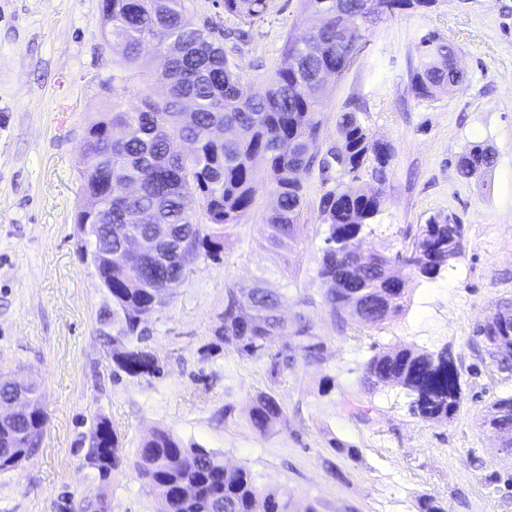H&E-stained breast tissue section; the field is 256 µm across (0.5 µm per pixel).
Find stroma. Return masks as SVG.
<instances>
[{
	"label": "stroma",
	"instance_id": "35a3bbf8",
	"mask_svg": "<svg viewBox=\"0 0 512 512\" xmlns=\"http://www.w3.org/2000/svg\"><path fill=\"white\" fill-rule=\"evenodd\" d=\"M100 3L0 0V377L36 382L47 417L40 447L0 475V512H156L133 464L139 442L157 430L285 487L298 512H420L427 496L444 512H512V452L482 426L491 403L512 395V375L480 356L476 334L512 299V0H435L427 12L384 17L317 108L319 154L336 144L337 116L353 110L394 149L365 252L395 254L442 213L465 227L463 256L436 279L409 280L386 324L338 321L317 276L328 235L319 202L343 174L317 167L305 177L295 236L276 243L263 221L273 197L262 185L249 215L226 229L221 261L194 264L148 319L144 346L162 367L155 377L113 363L104 293L74 222L79 147L112 100L110 76L124 70L133 86L162 68L149 49L145 65H123L101 35ZM268 4L246 39L224 43L255 93L280 66L286 39L308 30L305 0ZM428 31L455 43L464 81L419 99L409 75ZM474 142L491 146L496 162L467 179L455 159ZM254 288L281 294L288 324L306 322L321 342L317 357L288 335V362L253 361L215 336L227 290ZM391 347L453 353L464 395L453 419L420 420L402 387L368 388L366 361ZM262 394L283 410L270 435L249 424ZM360 405L366 417L353 415ZM100 417L124 444L106 481L83 465Z\"/></svg>",
	"mask_w": 512,
	"mask_h": 512
}]
</instances>
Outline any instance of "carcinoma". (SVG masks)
<instances>
[{"instance_id": "obj_1", "label": "carcinoma", "mask_w": 512, "mask_h": 512, "mask_svg": "<svg viewBox=\"0 0 512 512\" xmlns=\"http://www.w3.org/2000/svg\"><path fill=\"white\" fill-rule=\"evenodd\" d=\"M435 0H344V15L336 13L337 0H307L318 36L303 56L288 40L281 66L270 76L264 95L248 88L247 78L229 62L224 46L207 25L187 14L183 0H101L103 37L123 63L139 62L145 44L158 33L170 40L174 53L161 80L166 92L155 98L146 87L137 104L120 99L93 121L80 145L79 182L83 198H94L98 210L78 208L76 223L88 224L83 234L92 246V263L107 304L102 317L112 321V360L132 377L147 373L150 361L139 346L146 318L167 306L155 301L170 285L185 282L187 259L218 261L224 252V229L241 223L252 210L260 181H266L276 201L263 220L274 241L293 236L304 206L303 179L316 159L320 124L316 106L327 86L315 79L324 67L344 74L352 55L350 20L360 32L367 25L398 10L421 11ZM224 13L246 22L262 18L267 0H222ZM457 47L434 31L418 43V63L410 73L411 93L422 99L458 90L463 76L453 54ZM122 127L127 134L109 140L105 131ZM337 134L352 168L348 174L370 167L376 180L384 179L393 150L380 153L373 137L354 111L342 112ZM493 150L474 143L457 157L464 178L490 169ZM381 188L340 186L320 200V214L329 235L317 275L327 285L324 302L335 318L343 316L379 326L399 309L407 277L395 267L427 280L464 254V225L438 214L420 225L411 242L393 256L374 254L364 259V270L351 268V254L363 251L364 226L379 212ZM138 220L133 226L150 235L160 224L170 230L169 240L155 257L127 255L110 227ZM280 295L268 288L253 290L251 305L227 290L224 314L216 335L239 354L262 359L288 335V324L270 310ZM505 326L481 336L482 352L501 371L512 373V318L493 314ZM297 348L308 357L318 355L321 344L307 326L294 328ZM365 381L373 387H403L411 410L420 419L444 423L462 404L461 371L448 353L390 348L372 355L365 365ZM282 416L272 396L257 398L249 415L252 428L266 435ZM95 422L85 456L93 457V470L105 479L118 468L121 446L114 431L99 435ZM484 426L496 433L502 449L512 450V396L491 406ZM45 415L33 402L30 409L0 419V474L17 469L41 444ZM138 476L156 495L158 512H295L288 490L256 481L244 467H228L217 454L204 448H186L167 430L143 439L136 451Z\"/></svg>"}]
</instances>
